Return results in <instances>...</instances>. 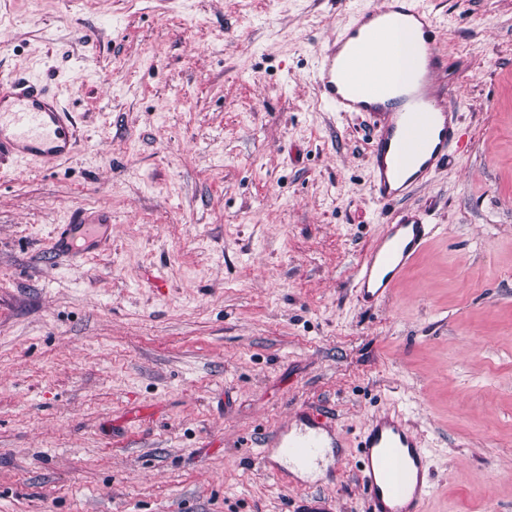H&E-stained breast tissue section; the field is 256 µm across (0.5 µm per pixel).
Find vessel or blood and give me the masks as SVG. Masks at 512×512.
Listing matches in <instances>:
<instances>
[{"mask_svg": "<svg viewBox=\"0 0 512 512\" xmlns=\"http://www.w3.org/2000/svg\"><path fill=\"white\" fill-rule=\"evenodd\" d=\"M438 23L423 0H380L356 12L319 54L314 82L324 105L358 112L371 120L369 163L376 200L391 205L429 180L448 159L456 141L460 110L437 88L448 65L437 46ZM0 160L54 162L78 147L75 117L61 91L21 73L0 75ZM100 222L59 225L52 240L55 257H79L106 244ZM435 231L416 209L398 211L355 267V288L363 307L374 308L429 243ZM294 472L322 466L327 451L343 442L332 418L304 407L266 441ZM359 481L367 512H427L432 490L426 451L418 433L395 408L375 415L356 438Z\"/></svg>", "mask_w": 512, "mask_h": 512, "instance_id": "vessel-or-blood-1", "label": "vessel or blood"}]
</instances>
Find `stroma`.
<instances>
[{"label": "stroma", "instance_id": "35a3bbf8", "mask_svg": "<svg viewBox=\"0 0 512 512\" xmlns=\"http://www.w3.org/2000/svg\"><path fill=\"white\" fill-rule=\"evenodd\" d=\"M426 2L466 146L369 310L354 265L396 208L313 72L379 0H0V70L67 85L79 136L0 162V512H365L355 449L286 487L259 464L301 407L350 441L398 408L428 512H512V0ZM97 215L110 247L54 259Z\"/></svg>", "mask_w": 512, "mask_h": 512}]
</instances>
